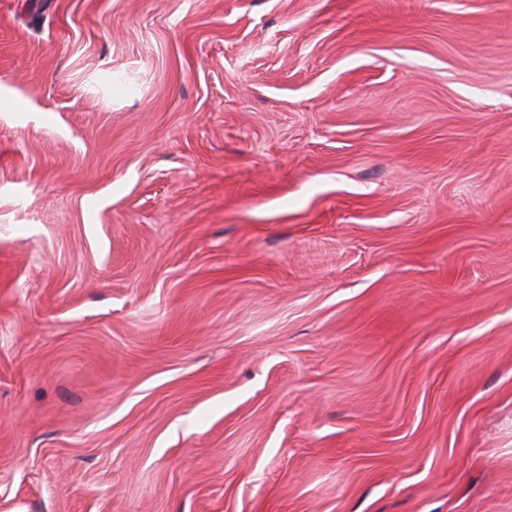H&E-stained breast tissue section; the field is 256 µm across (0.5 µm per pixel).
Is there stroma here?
<instances>
[{
    "mask_svg": "<svg viewBox=\"0 0 512 512\" xmlns=\"http://www.w3.org/2000/svg\"><path fill=\"white\" fill-rule=\"evenodd\" d=\"M0 512H512V0H0Z\"/></svg>",
    "mask_w": 512,
    "mask_h": 512,
    "instance_id": "1",
    "label": "stroma"
}]
</instances>
